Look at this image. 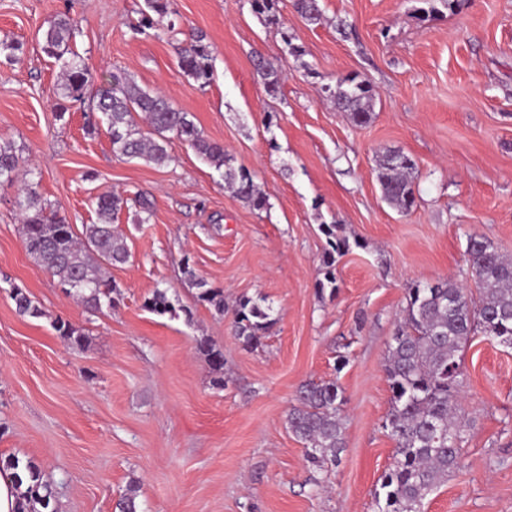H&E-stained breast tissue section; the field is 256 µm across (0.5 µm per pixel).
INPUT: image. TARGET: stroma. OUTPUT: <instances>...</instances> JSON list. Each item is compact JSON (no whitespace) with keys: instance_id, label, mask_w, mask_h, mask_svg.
Wrapping results in <instances>:
<instances>
[{"instance_id":"1","label":"stroma","mask_w":512,"mask_h":512,"mask_svg":"<svg viewBox=\"0 0 512 512\" xmlns=\"http://www.w3.org/2000/svg\"><path fill=\"white\" fill-rule=\"evenodd\" d=\"M421 0H320L306 24L291 0L282 20L300 56L248 0H172L174 32L136 33L144 0H0V138L13 141L26 179L75 226L96 219L104 192L145 194L153 215L114 221L131 251L107 272L112 307L91 313L36 266L22 242L19 184H0V455L32 459L56 512H113L130 481L142 512H378L375 491L392 462L382 427L391 390L384 358L409 288L462 284L469 235L512 256V0H461L423 20ZM95 72L82 101L58 114L60 67L39 45L58 17ZM206 34L213 79L201 87L179 65L189 34ZM281 65L277 98L256 57ZM134 79L191 113L229 166L266 196L257 210L179 140L155 167L112 152L97 94L110 75ZM355 76L375 91L356 125L328 91ZM390 151L416 162V204H388L377 179ZM340 225L335 289L322 288L327 240ZM224 291V310L199 302L183 274ZM22 288L43 314L18 313ZM178 308L144 307L155 290ZM243 297L265 299L276 323L257 348L233 333ZM84 326L71 351L53 327ZM224 355L212 383L195 349ZM462 462L425 512H512V347L473 336L462 353ZM334 381L346 400L345 448L331 471L312 469L288 429L300 386Z\"/></svg>"}]
</instances>
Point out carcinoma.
Wrapping results in <instances>:
<instances>
[{
	"label": "carcinoma",
	"mask_w": 512,
	"mask_h": 512,
	"mask_svg": "<svg viewBox=\"0 0 512 512\" xmlns=\"http://www.w3.org/2000/svg\"><path fill=\"white\" fill-rule=\"evenodd\" d=\"M253 14L281 31L288 53L297 56L301 47L294 44L280 20V0H249ZM144 14L137 32L151 29L171 13L170 0H145ZM299 16L310 25L321 22L319 0H293ZM74 29L68 18L60 17L42 34V51L59 64L63 100H78L95 80L85 60L73 50ZM181 69L199 86L212 78V51L203 35H196L180 56ZM256 72L266 92L275 97L281 92L284 74L281 67L258 58ZM336 108L348 112L363 125L371 118L373 89L355 77L340 80L330 94ZM98 111L107 124L112 153L128 160H144L157 166L171 161L170 138L187 144L216 170L222 171L225 185L253 208L267 206L266 197L245 169L226 166L224 146L206 138L189 113L176 109L158 92L140 87L134 80L112 76V85L99 95ZM21 158L12 142L0 139V183L16 179ZM415 162L403 152L387 153L379 160L378 180L385 200L408 212L416 204L413 173ZM24 209L23 246L27 254L56 279L64 292L96 312L112 307L114 288L104 270L127 262L130 253L123 235L112 221L123 198L102 193L95 199L97 221L74 225L58 211L42 202L33 184L21 187ZM137 223L149 222L151 201L142 194L131 198ZM340 226L326 224L330 250L323 256L325 281L320 287H335V253L347 246L338 235ZM466 274L474 281L471 290L451 279L417 284L409 289L403 318L396 324L388 344L384 371L391 389V405L383 428L394 441L391 467L382 477L381 512H424L425 500L448 479L462 458L465 436L459 418L463 373L461 352L478 332L499 342L512 344V258L500 254L485 237L471 235L464 253ZM184 273L201 287L198 300L224 312V291L208 288L184 260ZM12 298L21 314L43 316L26 292L13 289ZM144 307L158 315L175 311L164 290L157 289ZM271 306L250 298L241 299L234 309L233 329L248 347L260 343L261 336L275 323ZM63 341L73 350L86 346L85 329L57 319L53 324ZM197 351L215 373L224 367V356L206 339L196 343ZM344 397L334 381L309 382L300 388L297 404L288 413V427L304 445L305 457L313 467L323 470L339 463L344 448ZM12 474L16 488L15 512H55L52 488L42 481L39 466L31 459L0 456V471ZM140 486L130 482L116 504L118 512H138Z\"/></svg>",
	"instance_id": "1"
}]
</instances>
